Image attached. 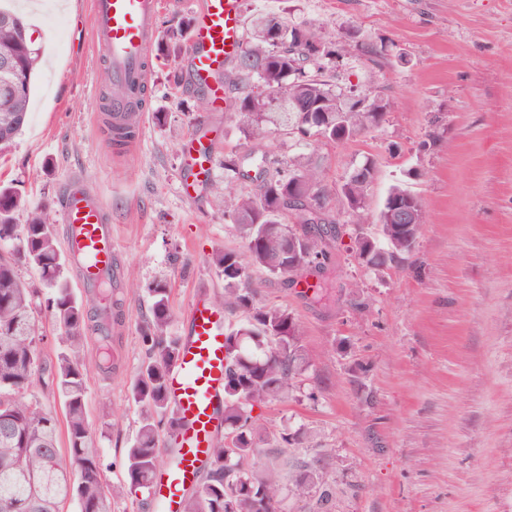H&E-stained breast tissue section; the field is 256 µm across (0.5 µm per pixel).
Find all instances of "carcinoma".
<instances>
[{
    "label": "carcinoma",
    "mask_w": 512,
    "mask_h": 512,
    "mask_svg": "<svg viewBox=\"0 0 512 512\" xmlns=\"http://www.w3.org/2000/svg\"><path fill=\"white\" fill-rule=\"evenodd\" d=\"M26 34L32 31L23 22L0 26V58H13L28 80L15 95L0 71V149L13 143L28 120L40 47L26 41ZM335 55L310 23L271 13L248 20L232 81L237 96L231 102L243 117L240 132L247 147L224 158L225 186L217 189L224 219L235 227L244 250L218 249L211 258L224 277V298L241 321L226 329L224 436L212 441L205 473L182 494L180 512H280V472L254 463L262 428L252 411L287 400L311 356L288 308L259 302L252 274L258 270L287 285L321 277L340 235V216H361L377 166L367 157L349 168L332 201L316 153L296 157L283 170L267 159L264 142L278 134L341 143L375 128L390 107L378 95H360L323 78L324 60ZM407 199L415 202L419 222H424L421 198L396 186L374 220L375 236L369 239L354 228L355 254L367 268L381 272L411 252L414 243L389 224L392 204ZM345 201L353 212L343 210ZM21 204L12 187L0 185V512H59L68 493L78 512H112L115 499L151 487L160 429L180 426V418L169 410L168 374L182 340L169 331L168 289L162 282L147 288L151 308L142 342L149 360L131 387L142 408L141 425L126 453V482L107 485L101 478L104 459L89 429L81 354L86 331H96L102 344L98 367L112 370V276L104 278L92 305L74 298L68 273L75 263L58 248L48 204L27 206L26 223L17 224L14 214ZM19 263L34 268L51 288L46 308L65 351L48 363L36 348L34 292L18 277ZM37 383L64 403L70 442L66 457L57 446L56 419L29 394ZM19 462L26 471L14 468Z\"/></svg>",
    "instance_id": "1"
}]
</instances>
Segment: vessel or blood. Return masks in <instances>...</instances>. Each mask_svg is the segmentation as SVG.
I'll use <instances>...</instances> for the list:
<instances>
[{"mask_svg":"<svg viewBox=\"0 0 512 512\" xmlns=\"http://www.w3.org/2000/svg\"><path fill=\"white\" fill-rule=\"evenodd\" d=\"M190 8L196 22L187 40L186 72L203 89L212 111L224 109V72L240 54L245 40L244 0H92L91 28L97 60L112 74L109 104L114 120L133 110L148 112V79L159 39L158 18L164 8ZM214 168V157L200 138L188 145L183 192L196 200ZM61 222L66 249L76 262L80 284L99 287L112 265L114 245L110 217L100 197L80 183L63 195ZM184 339L169 374V395L182 427L176 454L156 476V512H176L182 491L199 477L211 438L220 428L224 400V315L194 302L183 325Z\"/></svg>","mask_w":512,"mask_h":512,"instance_id":"1","label":"vessel or blood"}]
</instances>
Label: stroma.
<instances>
[{
	"label": "stroma",
	"instance_id": "35a3bbf8",
	"mask_svg": "<svg viewBox=\"0 0 512 512\" xmlns=\"http://www.w3.org/2000/svg\"><path fill=\"white\" fill-rule=\"evenodd\" d=\"M90 0H59L66 38L43 41L29 121L0 152V181L26 205L60 212V195L80 178L103 199L118 248L112 371L98 367L95 332L84 341L91 430L103 478L125 482V454L140 427L131 384L145 361L141 330L153 283H165L170 331L189 306L215 302L224 279L211 263L242 241L212 188L224 157L244 150L238 112H212L186 81L185 44L154 47L150 116L134 153L115 156L92 91L102 66L89 49ZM246 14L310 22L336 48L327 63L340 85L391 104L381 126L352 141L318 146L328 186L372 157L377 175L362 223L388 191L408 186L426 222L413 251L381 273L351 249L343 227L320 303L262 278V303L288 308L313 361L288 401L254 409L266 432L258 465H275L283 512H512V0H244ZM381 48L377 62L344 51L350 39ZM210 145L215 174L197 201L179 189L193 132ZM437 141H430V134ZM35 290L37 349L63 351L38 273L19 266ZM289 431L290 444L279 441ZM316 466L332 495L295 487Z\"/></svg>",
	"mask_w": 512,
	"mask_h": 512
}]
</instances>
